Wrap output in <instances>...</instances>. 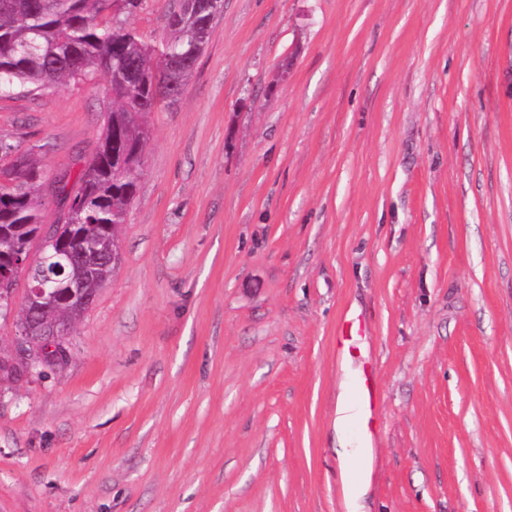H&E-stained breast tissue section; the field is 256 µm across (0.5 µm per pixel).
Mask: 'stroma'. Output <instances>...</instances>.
Wrapping results in <instances>:
<instances>
[{
	"instance_id": "35a3bbf8",
	"label": "stroma",
	"mask_w": 512,
	"mask_h": 512,
	"mask_svg": "<svg viewBox=\"0 0 512 512\" xmlns=\"http://www.w3.org/2000/svg\"><path fill=\"white\" fill-rule=\"evenodd\" d=\"M174 5L128 24L160 43ZM106 101L0 97L47 219ZM147 123L68 363L0 382V512H346L337 385L368 368L369 512H512V0H224Z\"/></svg>"
}]
</instances>
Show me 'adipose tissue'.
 <instances>
[{"label":"adipose tissue","mask_w":512,"mask_h":512,"mask_svg":"<svg viewBox=\"0 0 512 512\" xmlns=\"http://www.w3.org/2000/svg\"><path fill=\"white\" fill-rule=\"evenodd\" d=\"M356 405L348 381H341L336 402L334 430L341 468L343 502L346 512H365L364 500L369 486L371 459L354 457L346 448V430L355 415Z\"/></svg>","instance_id":"adipose-tissue-1"}]
</instances>
